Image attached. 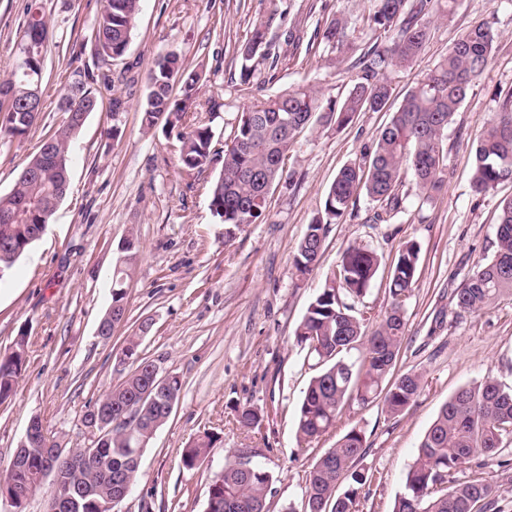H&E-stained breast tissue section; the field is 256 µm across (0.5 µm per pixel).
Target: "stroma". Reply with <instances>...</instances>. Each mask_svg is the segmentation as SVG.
Returning <instances> with one entry per match:
<instances>
[{
  "label": "stroma",
  "instance_id": "35a3bbf8",
  "mask_svg": "<svg viewBox=\"0 0 512 512\" xmlns=\"http://www.w3.org/2000/svg\"><path fill=\"white\" fill-rule=\"evenodd\" d=\"M34 1L53 28L41 85L44 109L26 135L0 143L2 193L61 124L57 104L75 74L92 65L93 50L83 39L104 5L0 0V78L16 65ZM373 9L372 0H141L111 85L92 86L99 106L72 143L65 198L41 238L0 279V353L25 343L16 392L0 404V474L35 418L63 448L89 446L85 413L122 381L126 369L145 359L178 376L182 390L144 448L136 482L118 512H205L212 478L240 448L252 449L255 462L275 476L269 512H286L300 506L315 459L353 428L365 437L362 464L374 474L360 510L393 512L439 407L458 388L488 378L512 386V295L477 314L461 312L451 297L474 263L491 254L499 204L512 197V184L484 195L471 189L472 145L499 94L512 90V0H459L453 14L435 16L433 36L412 66L385 72L392 89L386 109L360 113L342 127L304 131L260 223L225 230L210 210L208 193L221 160L200 173L184 170L175 133L142 125L147 70L172 49L188 67L206 66L196 116L212 128L218 153L257 92L272 95L311 83L343 100L355 74L353 60L323 39V29L342 16L360 47L386 43L370 20ZM259 21L267 28L268 56L257 66L256 89L240 82L237 47ZM479 21L492 26L497 42L448 129L442 192L428 200L414 181H406L402 208L387 221L376 220L377 203L359 197L344 223L329 226L317 268L298 277L297 246L339 169L375 142L405 94ZM294 34L299 44H292ZM116 92L128 100L117 118L108 108ZM115 126L121 130L116 138L110 134ZM130 236L138 254L127 282L126 320L105 340L97 326L111 305L112 269ZM409 240L417 242L420 261L394 371L422 373L423 390L399 416L387 415L378 401L363 409L353 404L328 434L298 442L295 411L313 371L294 341L296 326L343 251L356 242L381 259L357 304L378 321L390 304L393 262ZM145 320L150 330L136 358L119 365L126 336ZM246 404L261 409L259 427L237 423L236 410ZM206 432L217 436L215 448L201 466L184 468L183 449Z\"/></svg>",
  "mask_w": 512,
  "mask_h": 512
}]
</instances>
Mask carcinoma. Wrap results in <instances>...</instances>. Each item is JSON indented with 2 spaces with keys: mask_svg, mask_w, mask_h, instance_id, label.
Masks as SVG:
<instances>
[{
  "mask_svg": "<svg viewBox=\"0 0 512 512\" xmlns=\"http://www.w3.org/2000/svg\"><path fill=\"white\" fill-rule=\"evenodd\" d=\"M458 0H417L406 8V0H377L371 21L392 36L388 45L373 44L366 49L354 45L347 34L348 21L332 19L323 39L345 56L358 55V67L348 95L340 102L324 98L315 86L286 88L274 95L261 96L244 107L233 131L231 144L224 148L223 163L209 186L210 207L226 226L256 224L265 217L268 194L283 175L281 161L292 150L295 138L313 126V119L340 127L351 123L361 112L383 110L391 89L383 77L389 67L414 63L431 39L430 12L451 15ZM140 11V0H105L90 35L94 45V68L86 79L75 81L68 93L79 98L78 111L91 113L98 100L88 83L112 82V61L123 57L129 47ZM263 22L254 24L237 52L241 58L240 81L251 84L255 68L250 65L266 45ZM49 25L38 7L30 6L20 43H31L34 62L16 63L0 80V90L16 96L14 103L0 100V138L26 134L36 123L5 116L22 111L28 91L43 78ZM495 33L486 23L467 29L443 54L434 68L406 93L391 120L380 131L375 145L360 158L343 166L330 185L324 209L307 225L294 257L296 272H313L320 259L326 234L347 214L350 203L365 194L390 214L400 208V189L412 179L428 196L444 186L442 170L446 158L448 127L465 100L470 87L481 77L492 55ZM204 65L188 68L179 52L158 57L148 72L147 95L142 106L148 129L164 114L165 125L178 129L179 161L182 168L201 171L214 156L212 128L187 118L195 103ZM181 85V97L173 95ZM83 124L62 125L50 136L58 160L45 165L31 157L24 169L35 171L27 177L18 174L11 189L0 194V209L11 207L12 220L0 222V280L34 243L36 225L46 224L64 199L70 182V154L73 139ZM503 183H512V91L498 101L474 145L472 189L486 194ZM492 255L476 261L471 274L454 291L456 306L463 312L478 313L498 297L512 293V198L501 202ZM112 275V303L107 314L126 315L125 283L136 258L135 240L129 237L122 248ZM420 248L414 241L398 253L388 283L390 306L375 328L365 332L364 314L354 303L364 297L378 271L377 253L364 245L352 244L341 255L336 269L310 303L294 331L296 343L314 361L304 397L296 412V435L312 442L336 424L346 405L354 402L365 408L384 396L386 411L392 416L403 412L421 393L423 376L407 372L388 381L405 339V301L415 284ZM126 338L122 349L125 361L136 354L141 334ZM24 340L16 349L0 356V404L13 396L25 363ZM362 351L354 360L352 351ZM150 361H140L125 380L99 399L93 410L117 414L127 405L140 404L138 419L112 423L111 435L103 440L98 454L90 459L77 451L73 456L47 458L43 449L50 440L37 435L36 443L17 448L14 457L23 458L25 467L9 465L0 475V500L20 491L31 497L42 488L38 473L50 467L63 483L84 487L79 507L73 512H110L108 503L117 482L133 484L139 467L134 457L142 454L156 431L169 418L166 398L180 397L182 385L175 379L159 386L161 395L149 403H139L148 385ZM262 421L260 412L245 406L238 410L237 422L255 428ZM217 437L205 434L188 446L182 463L194 469L208 458ZM512 443V388L487 380L459 388L438 410L425 433L409 468L405 492L395 501L393 512H487L496 495L492 479L475 471L461 481L455 477L462 464L478 457L493 458ZM365 455V437L352 428L327 449L312 465L305 478L303 512H360L363 488L373 473L359 466ZM273 475L254 464L248 474L228 460L208 489L206 512H268L267 497Z\"/></svg>",
  "mask_w": 512,
  "mask_h": 512,
  "instance_id": "cac0c4a2",
  "label": "carcinoma"
}]
</instances>
